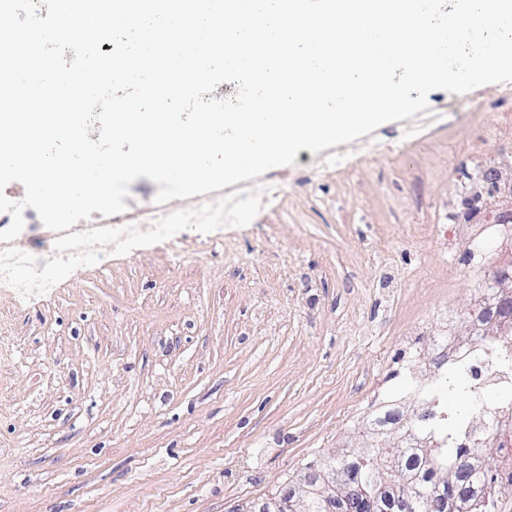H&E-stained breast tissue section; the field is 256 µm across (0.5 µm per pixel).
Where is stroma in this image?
<instances>
[{"instance_id": "1", "label": "stroma", "mask_w": 512, "mask_h": 512, "mask_svg": "<svg viewBox=\"0 0 512 512\" xmlns=\"http://www.w3.org/2000/svg\"><path fill=\"white\" fill-rule=\"evenodd\" d=\"M428 105L0 285V512H235L411 404L409 364L473 338L501 198L479 175L512 184V83ZM404 407L399 405H390L382 407L375 413L369 428L379 431H395L403 434L406 429L402 425V421L398 420L399 415H403Z\"/></svg>"}]
</instances>
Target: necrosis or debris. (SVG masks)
Instances as JSON below:
<instances>
[{
  "instance_id": "4bbe7bcc",
  "label": "necrosis or debris",
  "mask_w": 512,
  "mask_h": 512,
  "mask_svg": "<svg viewBox=\"0 0 512 512\" xmlns=\"http://www.w3.org/2000/svg\"><path fill=\"white\" fill-rule=\"evenodd\" d=\"M62 233H54L45 241L40 254H33L28 243L17 242L7 251L0 250V278L11 277L15 268L26 267L29 287H40L39 275L45 264L71 257L68 245L62 242ZM476 336L471 344L456 347L442 341L437 343L432 371L416 383L415 418L424 427V437L437 441L436 425L447 412L439 399L436 387L451 366L462 364L467 368L474 398L484 391L512 386V367H504V357H512V317L501 315L499 303L491 299L476 309L470 317ZM458 448L482 454H493L501 461L497 484L478 485L471 497L472 512H485L493 505L494 512H506L497 494L498 484L512 483V399L500 401L494 407L479 406L470 422L453 440Z\"/></svg>"
}]
</instances>
